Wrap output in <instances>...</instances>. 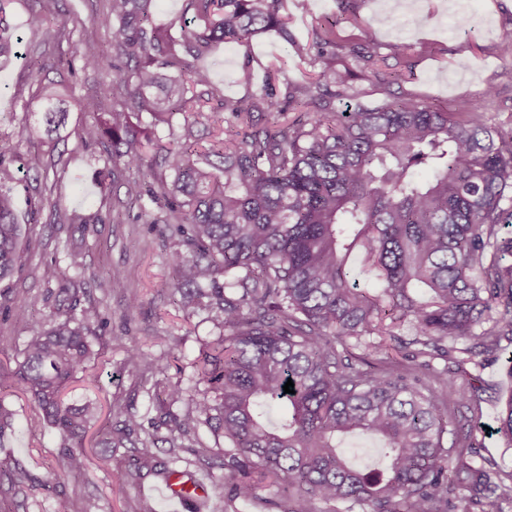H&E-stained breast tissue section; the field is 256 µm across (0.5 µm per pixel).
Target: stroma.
I'll list each match as a JSON object with an SVG mask.
<instances>
[{
    "label": "stroma",
    "mask_w": 512,
    "mask_h": 512,
    "mask_svg": "<svg viewBox=\"0 0 512 512\" xmlns=\"http://www.w3.org/2000/svg\"><path fill=\"white\" fill-rule=\"evenodd\" d=\"M105 3L58 0L50 13L44 12L40 0H11L7 7L11 30L22 42L15 55L0 58V148L15 156L9 166L10 185L17 197V219L27 227L21 244L24 265L11 281L9 295L27 297L34 304V318H43L50 311L43 300L48 288L45 266L54 261L66 269L72 259H79L95 276L90 299L111 318L112 331L99 338L105 355L96 366L97 386L71 383L66 399L93 400L104 409L125 406L146 425L158 420L168 384L178 382L188 395H202L204 387L192 364L217 331L207 312L190 315L179 305L168 264L173 243L150 228L157 207L147 200L132 206L123 190L103 192L97 187L95 175L104 168L105 156L78 137L81 127L92 122V114L69 113L61 140L47 144L42 102L30 80L31 70L44 64L47 79L67 84L74 97L98 92L99 74L80 70L77 63L84 31ZM288 15L295 41L301 42L326 17L336 18V41L346 48L358 42L361 25L374 27L381 72L399 66L406 79L384 84L359 72L352 85L370 105L408 96L444 108L466 98L490 123L512 129V70L498 53L503 38L512 36V0H350L345 8L338 0H288ZM457 15L467 23L453 35L448 25ZM205 64L228 98L259 90L272 79L303 81L310 70L292 43L274 35L218 46ZM246 72L251 82H243ZM490 85L499 88L500 98L489 108L482 92ZM34 152L48 166L47 180L33 181L26 172V159ZM74 210L104 218L79 245L57 224L59 214ZM112 277L121 281V288L103 289V282ZM134 298L139 301L135 308L130 305ZM116 336L153 355H169L166 372L128 365L124 352L112 346ZM479 376V399L448 404V416L460 428L459 448L468 459L512 471V448L492 430L499 406L512 396V379L497 360L487 361ZM0 399L14 413L11 433L0 440V457L20 458L38 479L20 495L8 476H0V512H176L157 489L159 476L136 472L131 449L105 451L96 447L91 435L85 440L90 464L84 474L48 478V467L60 452L58 435L44 426L38 409L18 386L5 387ZM224 450L223 438L203 426L182 438L180 448L165 459L175 471L207 477L211 512H283L272 485L258 488L255 502L232 499L227 469L207 466Z\"/></svg>",
    "instance_id": "obj_1"
}]
</instances>
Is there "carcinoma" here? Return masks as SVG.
Instances as JSON below:
<instances>
[{"instance_id": "1", "label": "carcinoma", "mask_w": 512, "mask_h": 512, "mask_svg": "<svg viewBox=\"0 0 512 512\" xmlns=\"http://www.w3.org/2000/svg\"><path fill=\"white\" fill-rule=\"evenodd\" d=\"M155 0H106L93 19L110 31L112 58L87 39L83 67L96 70L107 93L74 100L100 118L82 128L111 167L97 173L102 190L125 188L130 202L149 195L159 205L176 249L169 254L173 290L183 309L205 310L220 330L197 367L201 398L169 389L168 436L140 441L137 468L169 474L155 453L202 426L229 444L236 495L250 498L241 468L271 474L284 512H475L485 501L512 503V471L475 464L444 446L446 407L460 390L453 370L478 369L512 344V133L505 134L461 100L450 112L397 97L372 107L352 91L351 71L336 60V21L326 19L311 41L295 40L287 0H184L181 38L157 24ZM274 33L296 55L325 69L302 82L284 81L237 99L224 97L202 61L219 45ZM349 54L384 84L405 79L381 73L372 27H361ZM167 69L180 72L168 78ZM47 133L59 131L68 109L44 86ZM346 101L336 111L334 102ZM209 124L205 146L196 135ZM229 134H224V126ZM135 168L152 178L125 177ZM112 183H107V179ZM16 198L0 183V285L20 271L22 225ZM99 215L61 217L80 234ZM48 265L58 282L56 312L32 321L29 304L7 313L29 325L14 376L43 422L60 436V469L85 471L84 441L98 420L92 401L69 404L68 384L87 375L101 352L96 329L106 321L85 302L86 272ZM224 283H219V277ZM367 280L378 288L370 292ZM405 323L425 361L408 366L387 340ZM364 346L355 363L337 352ZM448 361L426 371L429 360ZM127 363L164 372L168 356L126 348ZM294 393H286L287 380ZM214 394L209 398L208 394ZM494 432L512 444V399L497 412ZM139 427L114 407L98 434L102 448H122ZM374 444L381 464L360 467L344 450L349 439ZM16 486L31 479L13 457L0 458Z\"/></svg>"}]
</instances>
